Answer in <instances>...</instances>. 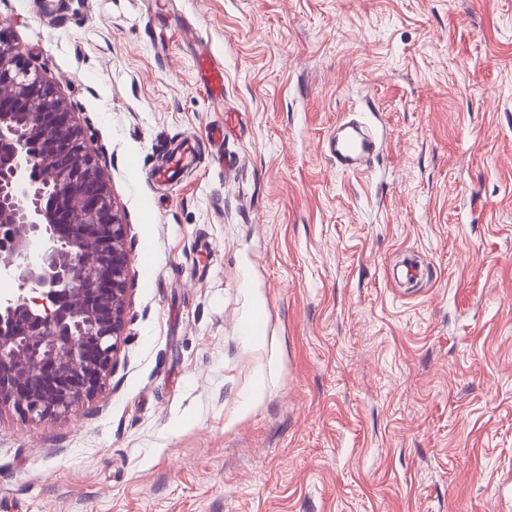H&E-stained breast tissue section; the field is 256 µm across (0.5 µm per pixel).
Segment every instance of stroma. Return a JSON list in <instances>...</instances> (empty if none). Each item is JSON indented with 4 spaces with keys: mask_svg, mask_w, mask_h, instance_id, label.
<instances>
[{
    "mask_svg": "<svg viewBox=\"0 0 512 512\" xmlns=\"http://www.w3.org/2000/svg\"><path fill=\"white\" fill-rule=\"evenodd\" d=\"M0 19L99 157L131 258L95 400L0 414V512H512V0ZM345 117L380 143L355 174L326 149ZM187 138L195 162L154 182ZM198 72L202 74V81L210 89L213 99L222 101L224 99V70L212 63L211 55L207 52L201 53L197 60Z\"/></svg>",
    "mask_w": 512,
    "mask_h": 512,
    "instance_id": "stroma-1",
    "label": "stroma"
}]
</instances>
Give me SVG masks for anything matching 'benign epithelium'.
I'll return each instance as SVG.
<instances>
[{
	"mask_svg": "<svg viewBox=\"0 0 512 512\" xmlns=\"http://www.w3.org/2000/svg\"><path fill=\"white\" fill-rule=\"evenodd\" d=\"M127 225L64 100L0 19V414L91 401L125 330Z\"/></svg>",
	"mask_w": 512,
	"mask_h": 512,
	"instance_id": "7a95c632",
	"label": "benign epithelium"
}]
</instances>
